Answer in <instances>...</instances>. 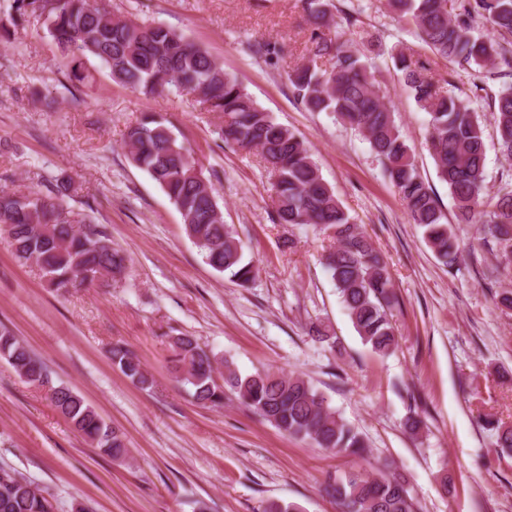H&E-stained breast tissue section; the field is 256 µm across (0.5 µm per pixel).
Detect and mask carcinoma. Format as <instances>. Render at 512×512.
Returning <instances> with one entry per match:
<instances>
[{"label":"carcinoma","mask_w":512,"mask_h":512,"mask_svg":"<svg viewBox=\"0 0 512 512\" xmlns=\"http://www.w3.org/2000/svg\"><path fill=\"white\" fill-rule=\"evenodd\" d=\"M312 25L305 61L288 73L297 99L310 112H330L357 130L385 165L406 205L411 223L444 265L459 258L457 236L432 188L425 183L381 95L382 71L367 54L332 33L333 0H301ZM411 25L433 56L460 65L484 68L498 60L512 66V0H386ZM26 15L45 19L47 31L65 59L93 58L116 82L155 94L169 88L187 91L207 112H221V137L227 144L261 150L273 177L271 220L275 224H313L332 231L334 246L324 266L363 342L378 355L397 347L392 309L398 303L381 253L354 222L324 181L307 144L260 109L240 82L203 47L163 23L115 19L93 0H12L0 13V34ZM490 24L500 39L474 34L477 23ZM421 111L429 115L428 147L438 179L448 187L458 224H477L498 253L512 261V183L483 203L485 145L480 113L473 97L441 91L427 68L403 50L392 55ZM501 153L512 158V88L494 100ZM125 145L133 163L145 170L181 213L188 237L206 263L241 283L254 274L242 243L224 223L215 193L201 168L178 143L165 119L146 113L129 127ZM46 191L0 190V223L8 225L15 258L34 259L48 286L57 291L92 287V274L117 276L125 257L88 214L76 213L67 201L78 194L72 183H48ZM488 209L483 210L481 206ZM169 363L179 382L203 405L224 403V386L280 432L313 441L327 451L360 456L366 445L358 430L333 410L326 397L299 376L262 372L241 376L232 369L224 384L213 379V358L190 336H173ZM112 365L143 389L153 382L138 357L115 345ZM0 359L26 382L46 387L55 408L88 443L114 459L127 455L124 434L108 424L78 393L53 384L45 365L6 327L0 328ZM497 446L512 453V425L489 418ZM325 492L339 512H415L406 478L396 472H349L326 481ZM44 495L21 474L0 468V512H55Z\"/></svg>","instance_id":"cac0c4a2"}]
</instances>
